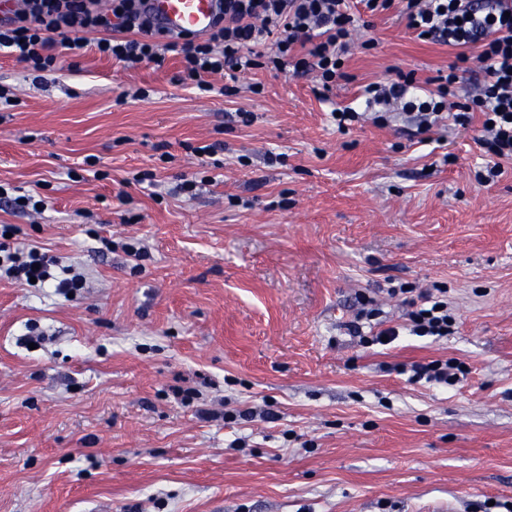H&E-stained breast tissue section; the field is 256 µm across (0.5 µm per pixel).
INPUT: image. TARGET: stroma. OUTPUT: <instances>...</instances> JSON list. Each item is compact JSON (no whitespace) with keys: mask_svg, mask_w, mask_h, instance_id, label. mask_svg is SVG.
<instances>
[{"mask_svg":"<svg viewBox=\"0 0 512 512\" xmlns=\"http://www.w3.org/2000/svg\"><path fill=\"white\" fill-rule=\"evenodd\" d=\"M319 99L257 69L202 94L179 59L134 68L90 50L35 77L0 53V204L10 247L87 274L73 297L0 281V512H483L512 500V165L494 184L482 122L417 140L338 131L363 86L447 71L448 46L370 17ZM260 93H251V84ZM143 100L132 99L136 89ZM253 112L242 125L237 110ZM219 142L212 156L190 148ZM95 171L69 177L85 157ZM149 171L155 185H126ZM203 173L193 194L182 179ZM142 240L132 265L124 247ZM448 288L456 324L368 347L358 297ZM449 360L456 385L398 365ZM236 413L227 422L225 412ZM4 202L10 206L13 210L25 212L27 208H31L36 213H41L46 207L47 203L44 199L35 200L31 195H17L9 196L8 191L0 186V202ZM37 204H40V209H37Z\"/></svg>","mask_w":512,"mask_h":512,"instance_id":"1","label":"stroma"}]
</instances>
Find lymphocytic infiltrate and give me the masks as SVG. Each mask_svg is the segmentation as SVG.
Masks as SVG:
<instances>
[{
	"label": "lymphocytic infiltrate",
	"mask_w": 512,
	"mask_h": 512,
	"mask_svg": "<svg viewBox=\"0 0 512 512\" xmlns=\"http://www.w3.org/2000/svg\"><path fill=\"white\" fill-rule=\"evenodd\" d=\"M7 24L0 26V50H6L32 72L57 68L58 52L71 58L88 49L134 66L143 62L162 64L166 53L182 59L178 81L202 92H212L208 75L229 80L222 87L233 94L230 82L238 73L269 68L292 75H311L315 94L325 97L347 80L344 56L357 32L354 11L371 15L395 14L405 20L416 37L451 48L455 61L447 75L437 77L436 88L427 89L413 76H399L364 89V108L342 110L335 123L346 129L365 119L379 125L392 118L405 122V134L414 137L438 123L450 120L465 127L474 113L485 125L479 143L488 159L487 184L512 161V0H221V14L204 37L190 33L166 36L152 30L141 11L142 0H23ZM95 40H88V33ZM480 64L482 78L471 102L458 100V71L470 60ZM49 286L61 295L76 293L86 277L74 264L65 265L39 249H13L0 244V279ZM407 308L404 324L378 327L362 336L363 321L380 313L377 301L361 296V308L348 325L368 346L395 341L409 334L447 337L455 317L448 307V291L434 288L418 294L390 289Z\"/></svg>",
	"instance_id": "f902f5d3"
}]
</instances>
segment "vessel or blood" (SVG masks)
<instances>
[{
  "label": "vessel or blood",
  "mask_w": 512,
  "mask_h": 512,
  "mask_svg": "<svg viewBox=\"0 0 512 512\" xmlns=\"http://www.w3.org/2000/svg\"><path fill=\"white\" fill-rule=\"evenodd\" d=\"M155 30L168 35L190 31L209 33L218 13L219 0H144Z\"/></svg>",
  "instance_id": "b4317fda"
}]
</instances>
